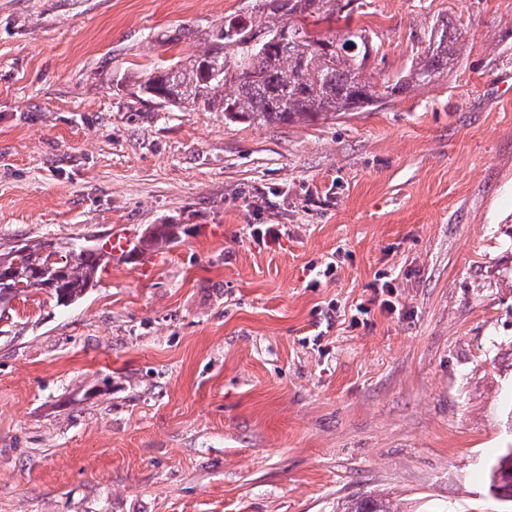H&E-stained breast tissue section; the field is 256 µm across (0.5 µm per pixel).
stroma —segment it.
I'll list each match as a JSON object with an SVG mask.
<instances>
[{
	"instance_id": "1",
	"label": "stroma",
	"mask_w": 512,
	"mask_h": 512,
	"mask_svg": "<svg viewBox=\"0 0 512 512\" xmlns=\"http://www.w3.org/2000/svg\"><path fill=\"white\" fill-rule=\"evenodd\" d=\"M243 6L0 0V250L185 228L0 321V512H336L366 491L512 512L484 482L512 443V0H368L373 75L441 23L465 40L372 111L230 125L137 96L132 72L208 50ZM180 224H150L137 244L128 251L127 257L135 254L134 260L152 249H162L175 244L180 239Z\"/></svg>"
}]
</instances>
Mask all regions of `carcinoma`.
I'll return each instance as SVG.
<instances>
[{
	"label": "carcinoma",
	"mask_w": 512,
	"mask_h": 512,
	"mask_svg": "<svg viewBox=\"0 0 512 512\" xmlns=\"http://www.w3.org/2000/svg\"><path fill=\"white\" fill-rule=\"evenodd\" d=\"M352 0H253L224 17L212 31L213 46L189 60H164L137 76L140 93L160 107L195 105L224 113L238 124L292 125L317 123L348 112L376 109L381 102L410 88L428 85L448 70L464 49L463 34L443 23L431 34L422 56L379 85L367 73L361 49L336 50V40L350 33L363 44L365 28H351ZM338 23V34H314L308 20ZM180 225L150 224L128 255L140 257L152 249L178 242ZM52 243H21L0 251V265L14 272L10 286L40 282L56 304L69 306L94 286L98 271L111 261L94 247L74 262H50ZM488 491L512 504V445L487 467ZM336 512H402L383 496L367 494L345 501Z\"/></svg>",
	"instance_id": "cac0c4a2"
}]
</instances>
